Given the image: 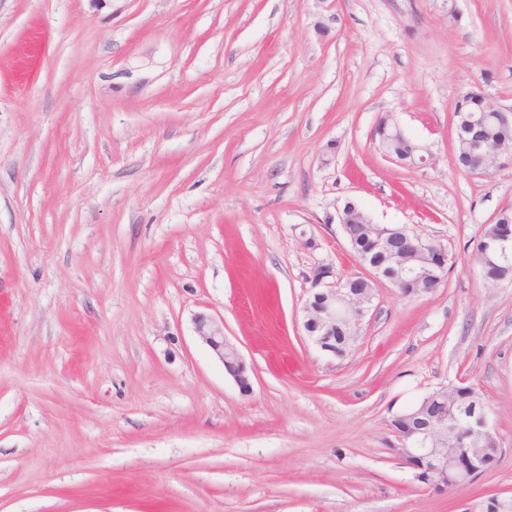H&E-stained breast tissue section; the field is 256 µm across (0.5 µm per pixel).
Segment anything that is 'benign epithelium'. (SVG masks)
Masks as SVG:
<instances>
[{"label": "benign epithelium", "mask_w": 512, "mask_h": 512, "mask_svg": "<svg viewBox=\"0 0 512 512\" xmlns=\"http://www.w3.org/2000/svg\"><path fill=\"white\" fill-rule=\"evenodd\" d=\"M384 135L398 137L414 147L418 152L416 161L426 162V148L412 139L394 122L390 116H382L375 128V136ZM381 249L387 254L384 263L363 262L368 270L367 279L376 283L386 281L397 287L418 284L431 270L448 273V253L445 249H431L426 241L414 244L417 251L428 255L427 264L420 266L412 259L403 257L390 245V238L378 241ZM332 276L331 268L318 266L313 270L312 292L302 306L301 327L307 339L320 351L332 355L334 351L329 346V336L338 324L351 326L355 332H360L361 324L370 311L374 294L350 296L348 284L338 279L326 283L324 279ZM194 329L199 339L206 344L215 357L222 362L226 372L234 379L240 391L248 393L251 382L248 368L238 349L224 336V322L216 318L198 314L194 318ZM420 411L407 416L396 417L391 421V430L397 439V447L393 454L402 463L416 470V477L423 483L436 489L453 486L464 490L475 479L491 467L497 457H488L486 467L478 468L468 448L481 444L488 446L493 433L489 420L480 417L472 420V416L460 411L453 418L443 417L434 427H419L412 423Z\"/></svg>", "instance_id": "1"}]
</instances>
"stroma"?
<instances>
[{
    "instance_id": "1",
    "label": "stroma",
    "mask_w": 512,
    "mask_h": 512,
    "mask_svg": "<svg viewBox=\"0 0 512 512\" xmlns=\"http://www.w3.org/2000/svg\"><path fill=\"white\" fill-rule=\"evenodd\" d=\"M512 108V0H0V512H485L512 499V281L475 260L512 155L453 158V111ZM426 145L387 160L383 115ZM448 253L390 283L342 359L301 329L315 267L364 275L346 203ZM207 313L242 393L194 332ZM472 384L503 453L438 491L390 423ZM194 329L215 357L222 362L226 372L234 379L240 391L250 392L252 386L248 368L238 349L224 336V322L206 314L194 318Z\"/></svg>"
}]
</instances>
